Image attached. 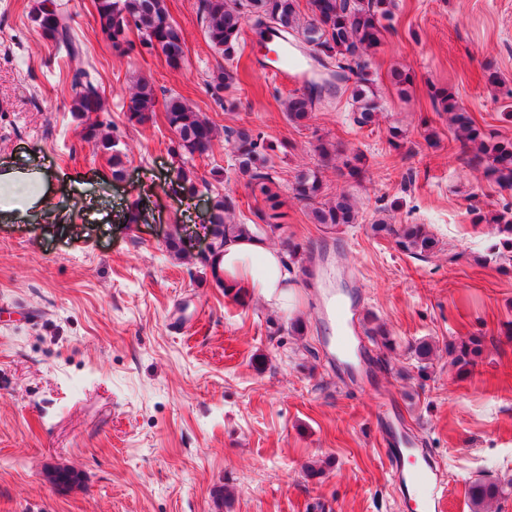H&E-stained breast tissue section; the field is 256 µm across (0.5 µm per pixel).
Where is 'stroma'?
<instances>
[{
	"label": "stroma",
	"mask_w": 512,
	"mask_h": 512,
	"mask_svg": "<svg viewBox=\"0 0 512 512\" xmlns=\"http://www.w3.org/2000/svg\"><path fill=\"white\" fill-rule=\"evenodd\" d=\"M38 0H0V161L45 169L49 199L25 219L0 217V512H402L378 418L387 402L438 461L441 512H471L478 479L505 483L494 512H512V266L483 264L497 236L476 224L512 193L458 160L430 93L447 89L476 122L512 141V0H395L392 29L370 55L379 116L357 128L347 94L326 98L305 126L286 121L290 88L261 71L256 36L216 89L222 59L207 40L200 0H166L185 38V63L157 51L113 53L91 0H66L84 52L61 58L31 22ZM96 71L104 108L92 114L125 153L117 182L107 154L84 141L70 111L75 70ZM410 72L405 92L394 70ZM158 99L184 97L217 127L247 126L272 143L286 200L284 230L319 259L305 284L289 262L291 295L272 309L257 296L236 304L201 260L202 225L214 195L258 206L224 140L185 160L162 117L139 125L127 105L138 79ZM405 133L410 152L388 148ZM438 141L428 145L427 130ZM366 157L363 186L323 173L327 197L360 200L364 221L335 233L312 224L290 190L313 166L319 142ZM187 165L208 188L189 200L170 185ZM146 220L128 223L133 203ZM426 224L441 242L418 260L365 224ZM182 239L180 255L166 248ZM384 322L394 351L367 346L368 378H351L326 354L334 327L326 289ZM301 318V334L288 324ZM480 333L482 361L467 377L448 345ZM429 341L431 360L411 344ZM74 476L53 484L56 471Z\"/></svg>",
	"instance_id": "obj_1"
}]
</instances>
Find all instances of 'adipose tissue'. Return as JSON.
Returning a JSON list of instances; mask_svg holds the SVG:
<instances>
[{
    "label": "adipose tissue",
    "instance_id": "adipose-tissue-1",
    "mask_svg": "<svg viewBox=\"0 0 512 512\" xmlns=\"http://www.w3.org/2000/svg\"><path fill=\"white\" fill-rule=\"evenodd\" d=\"M48 177L11 165L0 167V215L24 218L28 210L46 198ZM212 267L228 288L254 293L271 306L286 297L288 274L282 254L271 250L264 239L243 235L228 242L213 257Z\"/></svg>",
    "mask_w": 512,
    "mask_h": 512
}]
</instances>
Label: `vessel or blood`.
<instances>
[{"instance_id":"1","label":"vessel or blood","mask_w":512,"mask_h":512,"mask_svg":"<svg viewBox=\"0 0 512 512\" xmlns=\"http://www.w3.org/2000/svg\"><path fill=\"white\" fill-rule=\"evenodd\" d=\"M272 54L265 60L276 80L283 84L305 86L312 78L304 61L287 42L272 39ZM323 314L336 324V334L328 342L332 360L352 362L360 348L356 309L334 292L328 293L321 306ZM380 418L389 429L382 439L391 475L405 495L408 512H435L438 474L435 463L420 452L417 438L402 430L397 411L383 405Z\"/></svg>"}]
</instances>
